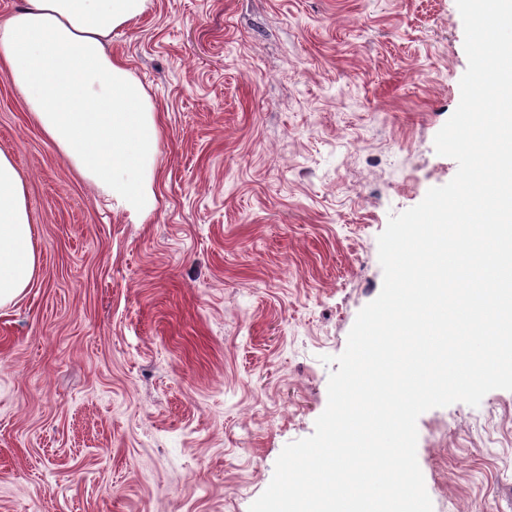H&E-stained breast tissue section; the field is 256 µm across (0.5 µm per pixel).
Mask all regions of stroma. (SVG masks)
<instances>
[{"label":"stroma","instance_id":"stroma-1","mask_svg":"<svg viewBox=\"0 0 512 512\" xmlns=\"http://www.w3.org/2000/svg\"><path fill=\"white\" fill-rule=\"evenodd\" d=\"M160 111L158 204L81 179L0 72L39 275L0 308V512H249L313 434L378 236L457 171L456 0H152L109 45ZM433 512H512V391L417 420Z\"/></svg>","mask_w":512,"mask_h":512}]
</instances>
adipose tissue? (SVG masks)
<instances>
[{
	"mask_svg": "<svg viewBox=\"0 0 512 512\" xmlns=\"http://www.w3.org/2000/svg\"><path fill=\"white\" fill-rule=\"evenodd\" d=\"M151 0H24L0 21V71L22 93L44 137L76 173L130 215L156 207L159 113L141 81L106 42ZM41 265L25 182L0 151V306Z\"/></svg>",
	"mask_w": 512,
	"mask_h": 512,
	"instance_id": "1",
	"label": "adipose tissue"
}]
</instances>
